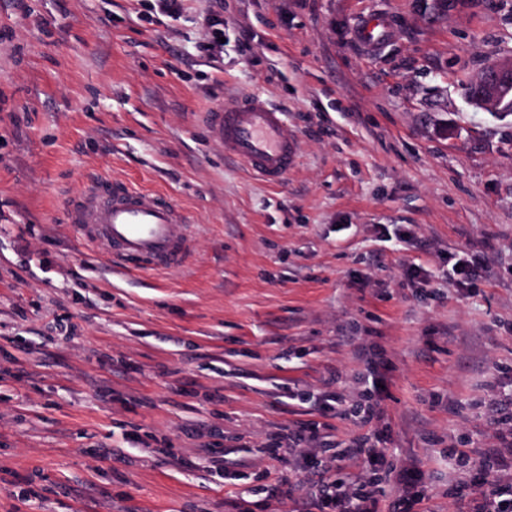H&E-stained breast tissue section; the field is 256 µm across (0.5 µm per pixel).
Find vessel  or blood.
Returning a JSON list of instances; mask_svg holds the SVG:
<instances>
[{"instance_id":"1","label":"vessel or blood","mask_w":512,"mask_h":512,"mask_svg":"<svg viewBox=\"0 0 512 512\" xmlns=\"http://www.w3.org/2000/svg\"><path fill=\"white\" fill-rule=\"evenodd\" d=\"M387 21L365 16L357 29L360 41L380 46ZM224 149L261 181L286 180L299 158L298 139L283 111L260 94L227 98L208 115ZM67 215L92 247L108 251L127 271H171L182 268L193 251L189 220L167 196L106 177L91 179L69 199Z\"/></svg>"}]
</instances>
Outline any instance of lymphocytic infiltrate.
<instances>
[{"label": "lymphocytic infiltrate", "instance_id": "f902f5d3", "mask_svg": "<svg viewBox=\"0 0 512 512\" xmlns=\"http://www.w3.org/2000/svg\"><path fill=\"white\" fill-rule=\"evenodd\" d=\"M325 400L341 406L342 416L359 419L367 431L354 438L347 448L334 453L321 432L320 422L303 421L289 429L288 452L302 458L310 477L306 512H425L426 492L420 470L411 465L396 470L390 463L391 451L383 444L386 422L380 404L351 406L346 396L338 392L327 393ZM353 458L364 465L363 473L356 477L344 467L345 461ZM391 469L396 472L397 495L388 503L378 475ZM493 472L508 473L507 483L487 488L488 476ZM469 475L481 494L459 512H512V451L504 454L489 450Z\"/></svg>", "mask_w": 512, "mask_h": 512}]
</instances>
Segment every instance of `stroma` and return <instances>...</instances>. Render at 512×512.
<instances>
[{
  "label": "stroma",
  "mask_w": 512,
  "mask_h": 512,
  "mask_svg": "<svg viewBox=\"0 0 512 512\" xmlns=\"http://www.w3.org/2000/svg\"><path fill=\"white\" fill-rule=\"evenodd\" d=\"M492 60L512 0H0V512H294L256 498L271 436L374 366L428 512L475 498L443 450L512 448V115L466 99ZM255 92L299 137L277 186L207 119ZM98 175L189 212L185 269L127 273L76 233L66 204ZM205 25L211 28V38L206 41L199 43L197 50L200 54L208 57H214L216 53H221L224 50V43H221L219 37H224V21L219 19L218 14L212 11L206 15L203 19ZM222 26L223 28H218ZM387 20L379 15L365 16L357 29V37L369 47H378L387 34Z\"/></svg>",
  "instance_id": "obj_1"
}]
</instances>
